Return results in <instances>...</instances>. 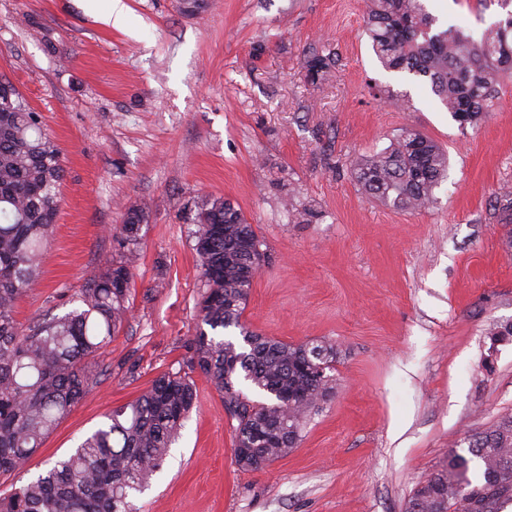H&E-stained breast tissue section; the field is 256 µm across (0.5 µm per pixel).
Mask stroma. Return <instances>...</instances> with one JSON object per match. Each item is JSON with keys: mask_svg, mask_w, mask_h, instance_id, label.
<instances>
[{"mask_svg": "<svg viewBox=\"0 0 512 512\" xmlns=\"http://www.w3.org/2000/svg\"><path fill=\"white\" fill-rule=\"evenodd\" d=\"M86 0H0V75L64 154L62 202L25 327L80 308L123 249L130 204L145 220L128 312L86 395L0 490L67 456L106 413L183 372L204 293L192 220L207 197L240 209L263 261L242 316L256 333L336 346V392L297 448L257 471L234 463L224 399L195 375L196 404L140 512H405L415 486L467 435L512 412V75L493 112L461 126L428 84L383 68L367 0H123L129 26ZM436 29L473 40L497 0H426ZM334 52L313 85L306 54ZM401 95L374 98L373 87ZM412 127L448 153L436 201L404 211L366 196L364 155ZM312 208L309 222L289 209Z\"/></svg>", "mask_w": 512, "mask_h": 512, "instance_id": "stroma-1", "label": "stroma"}]
</instances>
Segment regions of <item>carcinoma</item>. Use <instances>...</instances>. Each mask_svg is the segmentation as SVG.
Here are the masks:
<instances>
[{
    "instance_id": "obj_1",
    "label": "carcinoma",
    "mask_w": 512,
    "mask_h": 512,
    "mask_svg": "<svg viewBox=\"0 0 512 512\" xmlns=\"http://www.w3.org/2000/svg\"><path fill=\"white\" fill-rule=\"evenodd\" d=\"M424 0H370L367 30L383 65L429 81L431 91L460 123L492 111L497 77L512 73V11L475 41L460 29L433 31ZM333 54L305 60L306 78L325 82ZM354 178L368 196L401 210L428 207L448 175V153L413 128L363 156ZM62 150L36 112L0 78V474L23 468L85 396L94 359L122 324L144 220L131 205L121 227L124 255L91 279L82 308L23 328L16 304L38 283L49 233L61 203ZM205 288L201 326L191 347L197 371L223 395L236 421L233 455L242 471L258 460L298 447L311 413L336 383V350L309 342L286 343L245 326L242 316L259 265L251 254L261 241L242 212L222 197L201 200L192 219ZM239 330L224 339V330ZM245 383L265 393L252 401ZM195 401L189 372L167 373L77 446L28 483L0 494V512H136L132 499L161 467ZM467 455L456 451L414 489L406 512H505L512 504V413L466 436Z\"/></svg>"
}]
</instances>
